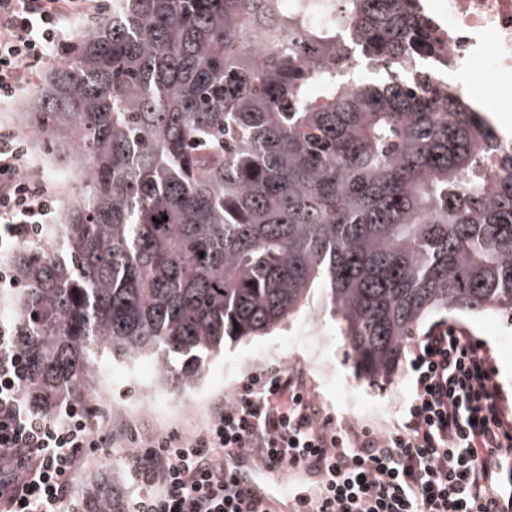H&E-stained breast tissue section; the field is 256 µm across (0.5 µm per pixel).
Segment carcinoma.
I'll list each match as a JSON object with an SVG mask.
<instances>
[{"instance_id": "cac0c4a2", "label": "carcinoma", "mask_w": 512, "mask_h": 512, "mask_svg": "<svg viewBox=\"0 0 512 512\" xmlns=\"http://www.w3.org/2000/svg\"><path fill=\"white\" fill-rule=\"evenodd\" d=\"M420 10L112 0L82 23L20 113L78 184L13 253L35 410L87 393L99 353L193 387L225 340L283 328L319 282L368 380L434 316L512 319V150L482 192L476 150L499 132L435 76ZM360 63L371 77L349 78ZM84 504L126 512L107 479Z\"/></svg>"}]
</instances>
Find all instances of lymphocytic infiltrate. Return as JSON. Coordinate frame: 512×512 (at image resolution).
Here are the masks:
<instances>
[{
	"label": "lymphocytic infiltrate",
	"mask_w": 512,
	"mask_h": 512,
	"mask_svg": "<svg viewBox=\"0 0 512 512\" xmlns=\"http://www.w3.org/2000/svg\"><path fill=\"white\" fill-rule=\"evenodd\" d=\"M96 0H0V103L32 69L66 47L70 18ZM25 142L0 126V245L36 237L57 197L28 169ZM15 324L0 321V504L7 512H71L73 474L86 449H125L139 493L130 512H256L231 479L243 453L289 470L325 471L323 496L302 512H512V421L500 406L486 346L464 327L441 324L410 350L413 395L393 429L335 426L302 370L261 369L187 435L127 443L98 434L83 400L54 414L32 409Z\"/></svg>",
	"instance_id": "f902f5d3"
}]
</instances>
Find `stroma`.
Masks as SVG:
<instances>
[{
  "label": "stroma",
  "mask_w": 512,
  "mask_h": 512,
  "mask_svg": "<svg viewBox=\"0 0 512 512\" xmlns=\"http://www.w3.org/2000/svg\"><path fill=\"white\" fill-rule=\"evenodd\" d=\"M61 61V56L54 55L34 67L30 82L11 104L0 106L1 124L27 136L16 114L31 103L48 70ZM323 301V291L313 289L307 306L286 327L251 341H226L223 353L212 360L203 384L189 393L152 391L149 378L136 375L112 380L102 390L92 389L85 402L96 428L105 429L113 422L141 434L189 433L201 427L212 405L230 398L248 375L277 365L304 371L314 397L335 424L377 432L389 429L411 397L408 358H401L389 380L375 382L359 377L345 342L337 334L335 320L323 309ZM449 321L466 327L489 349L502 393L501 407L512 419V322L499 316L459 313L451 315ZM102 476L125 490L131 485L123 460L95 457L75 472L71 486L74 496H81L85 485Z\"/></svg>",
  "instance_id": "obj_1"
}]
</instances>
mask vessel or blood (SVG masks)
Returning a JSON list of instances; mask_svg holds the SVG:
<instances>
[{"mask_svg":"<svg viewBox=\"0 0 512 512\" xmlns=\"http://www.w3.org/2000/svg\"><path fill=\"white\" fill-rule=\"evenodd\" d=\"M287 473L282 468L245 454L235 461L234 483L249 490L260 512H295L299 496L284 492Z\"/></svg>","mask_w":512,"mask_h":512,"instance_id":"vessel-or-blood-1","label":"vessel or blood"}]
</instances>
